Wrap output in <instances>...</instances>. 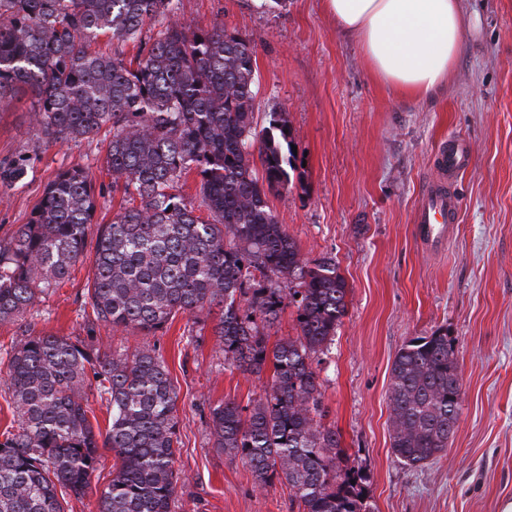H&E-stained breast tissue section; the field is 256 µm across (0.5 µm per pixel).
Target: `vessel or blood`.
<instances>
[{
  "instance_id": "vessel-or-blood-1",
  "label": "vessel or blood",
  "mask_w": 512,
  "mask_h": 512,
  "mask_svg": "<svg viewBox=\"0 0 512 512\" xmlns=\"http://www.w3.org/2000/svg\"><path fill=\"white\" fill-rule=\"evenodd\" d=\"M470 155L469 141L460 137L449 139L437 152L433 173L414 212L419 240L427 247L441 244L458 220L461 199L455 178Z\"/></svg>"
}]
</instances>
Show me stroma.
<instances>
[{"instance_id": "obj_1", "label": "stroma", "mask_w": 512, "mask_h": 512, "mask_svg": "<svg viewBox=\"0 0 512 512\" xmlns=\"http://www.w3.org/2000/svg\"><path fill=\"white\" fill-rule=\"evenodd\" d=\"M187 25L223 22L254 41L255 117L288 114L306 156L289 188L270 195L278 223L309 260L334 258L350 288L348 311L318 366L325 425L367 476L370 512H503L512 502V0H463L478 26L447 85L397 96L337 34L321 0H174ZM29 95L0 103V240L28 223L44 187L81 165L97 192L98 223L120 193L105 169L108 135L49 143L31 121ZM472 145L458 175L462 212L447 245L424 251L413 214L434 155L448 138ZM92 263L19 318L0 322V364L28 332L78 336L132 352L141 336L83 316ZM219 307L179 313L150 339L178 393L175 468L184 477L177 512H299L285 482L259 489L247 464L215 448L209 410L252 405L265 376L226 368L214 328ZM454 339L462 402L446 453L421 468L391 451L390 366L418 336Z\"/></svg>"}]
</instances>
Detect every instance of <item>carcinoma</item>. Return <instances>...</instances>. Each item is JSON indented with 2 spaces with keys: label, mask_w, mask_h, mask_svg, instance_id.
<instances>
[{
  "label": "carcinoma",
  "mask_w": 512,
  "mask_h": 512,
  "mask_svg": "<svg viewBox=\"0 0 512 512\" xmlns=\"http://www.w3.org/2000/svg\"><path fill=\"white\" fill-rule=\"evenodd\" d=\"M173 16V0H0V98L29 93L51 143L112 131L106 166L122 192L112 222L98 224L83 167L56 174L29 223L0 241V321L68 280L95 238L86 318L148 337L178 312L221 306L224 365L272 375L252 407L211 408L214 446L241 458L262 488L287 482L301 512H368L363 469L318 420L314 361L346 315L348 285L332 258L302 256L268 202L297 170L286 113L257 128L252 40ZM145 29L129 62L93 49L102 35L124 42ZM191 172L194 202L179 193ZM290 305L297 335L268 345ZM90 371L110 414L104 434L83 404ZM5 385L18 426L0 442V512H65L66 494L92 490L101 446L116 463L98 512H175L178 395L150 343L115 354L28 333L11 348ZM389 399L397 458L422 466L447 449L461 399L448 333L397 352Z\"/></svg>",
  "instance_id": "carcinoma-1"
}]
</instances>
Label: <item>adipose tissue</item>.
<instances>
[{
  "instance_id": "ef3b65f1",
  "label": "adipose tissue",
  "mask_w": 512,
  "mask_h": 512,
  "mask_svg": "<svg viewBox=\"0 0 512 512\" xmlns=\"http://www.w3.org/2000/svg\"><path fill=\"white\" fill-rule=\"evenodd\" d=\"M323 7L371 74L407 97L440 88L476 29L461 0H323Z\"/></svg>"
}]
</instances>
